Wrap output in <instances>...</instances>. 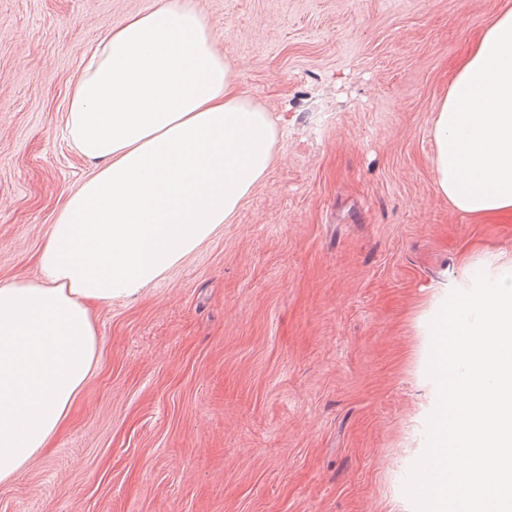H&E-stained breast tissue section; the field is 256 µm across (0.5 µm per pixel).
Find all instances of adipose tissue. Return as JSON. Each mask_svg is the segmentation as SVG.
Returning a JSON list of instances; mask_svg holds the SVG:
<instances>
[{
    "instance_id": "1",
    "label": "adipose tissue",
    "mask_w": 512,
    "mask_h": 512,
    "mask_svg": "<svg viewBox=\"0 0 512 512\" xmlns=\"http://www.w3.org/2000/svg\"><path fill=\"white\" fill-rule=\"evenodd\" d=\"M66 126L92 172L59 208L37 278L0 281V485L50 448L96 371L92 304L137 296L228 221L277 134L193 0L108 27ZM432 137L437 193L468 216L512 217V6L453 71Z\"/></svg>"
}]
</instances>
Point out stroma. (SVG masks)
Instances as JSON below:
<instances>
[{
  "mask_svg": "<svg viewBox=\"0 0 512 512\" xmlns=\"http://www.w3.org/2000/svg\"><path fill=\"white\" fill-rule=\"evenodd\" d=\"M505 0H195L278 118L227 224L96 305L101 360L0 512H414L436 405L430 323L512 259V218L435 189L433 116ZM148 0H0V280L31 279L90 169L67 90Z\"/></svg>",
  "mask_w": 512,
  "mask_h": 512,
  "instance_id": "35a3bbf8",
  "label": "stroma"
}]
</instances>
